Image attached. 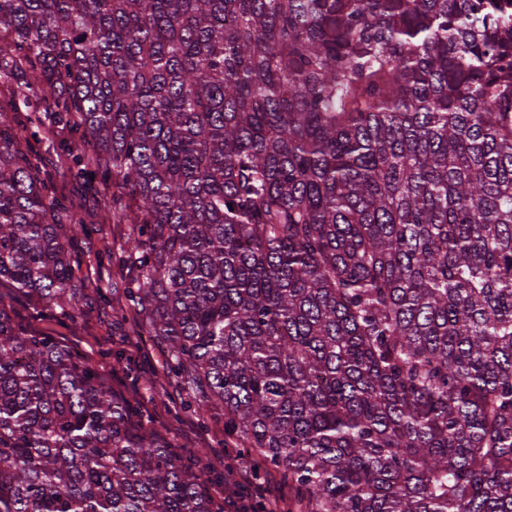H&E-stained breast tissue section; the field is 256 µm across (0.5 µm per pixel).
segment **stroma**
<instances>
[{
	"instance_id": "obj_1",
	"label": "stroma",
	"mask_w": 512,
	"mask_h": 512,
	"mask_svg": "<svg viewBox=\"0 0 512 512\" xmlns=\"http://www.w3.org/2000/svg\"><path fill=\"white\" fill-rule=\"evenodd\" d=\"M34 107L39 121L33 125L37 137L32 144L45 160L50 191L80 213L87 232L75 239L72 248L74 308L58 309L53 318L35 321L31 314L36 299L14 290L10 293L13 315L77 347L105 374L114 392L138 403L146 419L165 426L178 447L204 450L209 471L223 472V415L215 414L202 425L185 410L187 393L164 376L163 348L132 328L133 312L123 296L129 271L98 260L104 249L119 251L128 231L127 225L112 220L111 189L71 175L73 156H89V148L71 125L58 119L52 103L39 100Z\"/></svg>"
}]
</instances>
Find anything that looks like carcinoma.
I'll use <instances>...</instances> for the list:
<instances>
[{"instance_id":"carcinoma-1","label":"carcinoma","mask_w":512,"mask_h":512,"mask_svg":"<svg viewBox=\"0 0 512 512\" xmlns=\"http://www.w3.org/2000/svg\"><path fill=\"white\" fill-rule=\"evenodd\" d=\"M73 117L137 333L289 512H512V0H0ZM0 116V286L80 215ZM201 460L0 296V512H224Z\"/></svg>"}]
</instances>
